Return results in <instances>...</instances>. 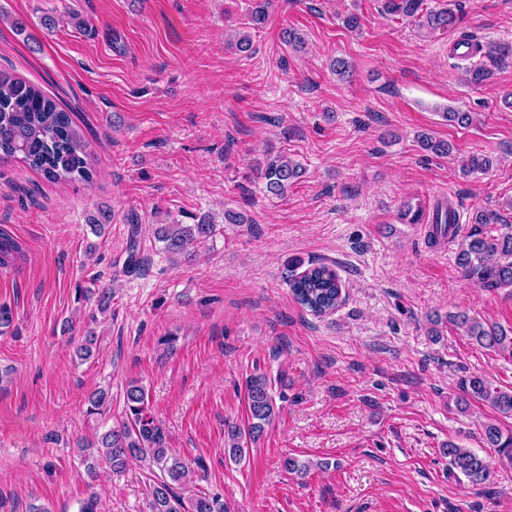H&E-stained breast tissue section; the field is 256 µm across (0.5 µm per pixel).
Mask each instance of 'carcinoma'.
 Wrapping results in <instances>:
<instances>
[{"label": "carcinoma", "mask_w": 512, "mask_h": 512, "mask_svg": "<svg viewBox=\"0 0 512 512\" xmlns=\"http://www.w3.org/2000/svg\"><path fill=\"white\" fill-rule=\"evenodd\" d=\"M270 8L271 0H254L247 17L248 28L264 27ZM382 10L391 17L416 18L418 26L430 33L446 30L458 22L453 8L426 9L424 0H382ZM459 44L468 47L465 59L478 55L496 59L512 56L509 43H494L486 48L465 35ZM89 157V143L68 112L33 84L0 72V162L19 160L47 181L57 183L76 178L91 180ZM492 166L491 157L472 155L464 170L475 173ZM256 170L266 192L277 198L285 196L288 188L305 174V169L285 153L265 158L256 164ZM499 221L497 212L480 210L472 217V224L461 228L456 223L455 211L438 205L429 241L437 244L461 238L457 264L466 277L489 291L512 288V224H500L494 235L490 226ZM213 230L214 225L205 218L197 224H163L158 240L169 253L188 256L189 246L211 236ZM20 253L13 238L1 232L0 266H9ZM288 282L297 302L316 317L332 313L343 302L340 279L323 264L290 275ZM450 320L478 345L494 351H512V334L501 327L473 321L464 313ZM459 386L466 396L489 403L501 414H512V390L498 389L479 375L462 378ZM125 404L126 419L119 426L103 433L95 443L80 448L85 453L88 474H95L102 465L117 470L131 460L148 461L160 471L152 488L151 512H224V503L216 497L184 496L191 469L169 448L168 433L152 415L144 386L130 382L125 390ZM247 405V427L230 426L225 436V447L235 460L242 457L244 448L260 439L276 416V401L266 377L249 380ZM481 435L488 447L497 449L503 459L512 463V433L506 434L496 424L487 422L482 425ZM444 453L450 469L462 474L470 484L478 486L490 481V467L472 450L450 442Z\"/></svg>", "instance_id": "carcinoma-1"}]
</instances>
